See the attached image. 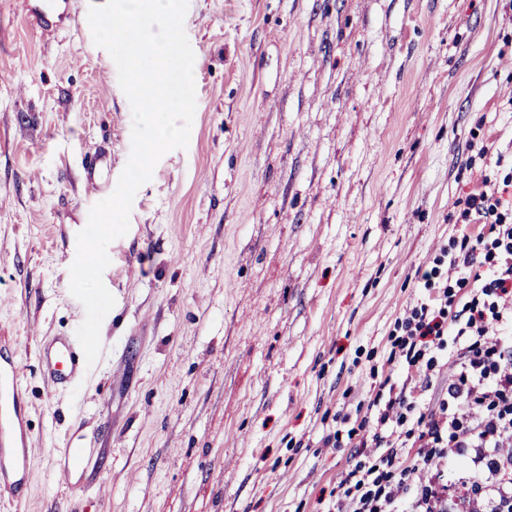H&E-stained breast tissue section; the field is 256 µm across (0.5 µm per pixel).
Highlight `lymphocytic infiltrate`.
I'll use <instances>...</instances> for the list:
<instances>
[{"label": "lymphocytic infiltrate", "instance_id": "1", "mask_svg": "<svg viewBox=\"0 0 512 512\" xmlns=\"http://www.w3.org/2000/svg\"><path fill=\"white\" fill-rule=\"evenodd\" d=\"M511 190L512 170L502 166L456 199L461 218L489 225L492 236L450 260L437 296L404 317L398 359L419 394L389 392L363 460L341 481L337 512H512ZM477 262L489 276L449 315V291ZM443 374L448 387L426 408L424 394ZM409 448L416 456L408 464Z\"/></svg>", "mask_w": 512, "mask_h": 512}]
</instances>
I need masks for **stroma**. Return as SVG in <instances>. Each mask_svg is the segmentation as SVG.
Instances as JSON below:
<instances>
[{
    "label": "stroma",
    "mask_w": 512,
    "mask_h": 512,
    "mask_svg": "<svg viewBox=\"0 0 512 512\" xmlns=\"http://www.w3.org/2000/svg\"><path fill=\"white\" fill-rule=\"evenodd\" d=\"M0 0V336L37 451L26 512H332L418 275L512 160V0H189L196 111L110 243L82 401L34 335L75 329L77 235L133 117L90 4ZM487 155H480V148ZM101 156L95 171L86 161ZM337 436L336 447L324 440ZM68 448L91 462L58 486Z\"/></svg>",
    "instance_id": "1"
}]
</instances>
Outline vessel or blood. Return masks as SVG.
<instances>
[{"instance_id":"b4317fda","label":"vessel or blood","mask_w":512,"mask_h":512,"mask_svg":"<svg viewBox=\"0 0 512 512\" xmlns=\"http://www.w3.org/2000/svg\"><path fill=\"white\" fill-rule=\"evenodd\" d=\"M37 359L48 393L78 391L90 371L77 337L42 336ZM23 363L6 348H0V493L15 505L29 497L34 450L29 420V403L20 388Z\"/></svg>"}]
</instances>
